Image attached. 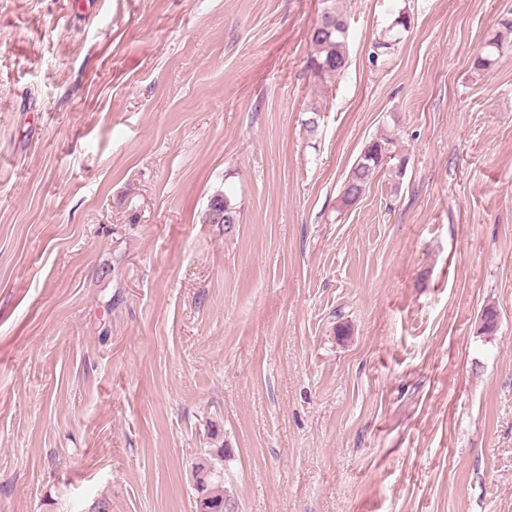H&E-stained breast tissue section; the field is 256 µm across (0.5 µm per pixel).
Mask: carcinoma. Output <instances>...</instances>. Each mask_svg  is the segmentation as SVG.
Returning <instances> with one entry per match:
<instances>
[{"label":"carcinoma","instance_id":"carcinoma-1","mask_svg":"<svg viewBox=\"0 0 512 512\" xmlns=\"http://www.w3.org/2000/svg\"><path fill=\"white\" fill-rule=\"evenodd\" d=\"M337 2L338 0H325L320 18L309 33L314 50L309 65L312 73L321 79L339 74L348 63V25ZM487 47L488 51L478 53L473 60V66L478 70L490 68L492 51L500 50L502 44L491 41ZM392 145L393 141L390 138L379 137L364 146L345 181L341 195L342 205H352L365 193L376 170L389 164L394 158ZM239 220L238 207L225 195L211 198L202 215L203 223L222 224L226 232L239 223ZM213 455L224 456V446L220 445L214 452L208 453V456L200 458L193 468L195 497H206L213 504L221 506L223 512H228L229 498L224 494V477L208 462V458Z\"/></svg>","mask_w":512,"mask_h":512}]
</instances>
